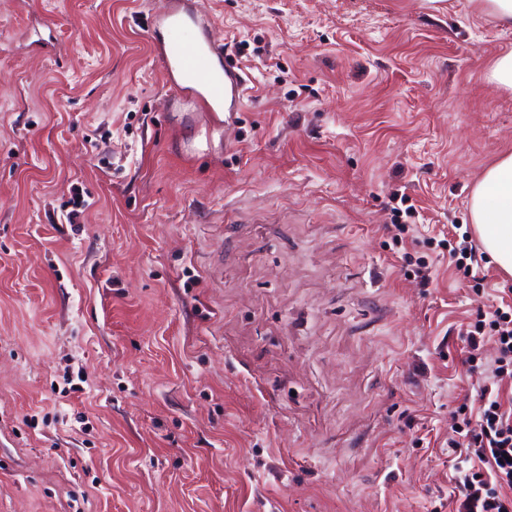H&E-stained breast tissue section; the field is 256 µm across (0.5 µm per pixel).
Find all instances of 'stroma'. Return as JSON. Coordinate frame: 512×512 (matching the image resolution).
Listing matches in <instances>:
<instances>
[{
	"mask_svg": "<svg viewBox=\"0 0 512 512\" xmlns=\"http://www.w3.org/2000/svg\"><path fill=\"white\" fill-rule=\"evenodd\" d=\"M168 0H0V512H455L492 297L437 246L512 152L470 0H184L245 78L169 108ZM200 153L188 159L187 144ZM393 226L397 229L398 234L393 237L394 244L401 245L405 249L407 241L410 240L411 245L416 246L419 243L418 237L416 236L417 229L414 224H405L400 218H402V210L397 207H392Z\"/></svg>",
	"mask_w": 512,
	"mask_h": 512,
	"instance_id": "obj_1",
	"label": "stroma"
}]
</instances>
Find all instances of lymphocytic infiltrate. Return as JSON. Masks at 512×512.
Returning <instances> with one entry per match:
<instances>
[{"label":"lymphocytic infiltrate","instance_id":"obj_1","mask_svg":"<svg viewBox=\"0 0 512 512\" xmlns=\"http://www.w3.org/2000/svg\"><path fill=\"white\" fill-rule=\"evenodd\" d=\"M494 340L497 354L476 389L479 406L466 413L450 447L463 450V466L453 478L459 501L457 512H512V405L502 398L512 382V305L502 302L477 308L466 329L470 369L482 360L486 340Z\"/></svg>","mask_w":512,"mask_h":512}]
</instances>
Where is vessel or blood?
<instances>
[{"label":"vessel or blood","mask_w":512,"mask_h":512,"mask_svg":"<svg viewBox=\"0 0 512 512\" xmlns=\"http://www.w3.org/2000/svg\"><path fill=\"white\" fill-rule=\"evenodd\" d=\"M192 20L201 32L200 42L188 50L182 41L173 37L157 44L156 53L171 88L170 104L205 113L208 121L217 126L222 119L213 108L214 102L227 95L243 100L244 80L232 66L215 68L214 59L221 56L222 47L212 39L211 27L203 23L200 15H193Z\"/></svg>","instance_id":"b4317fda"}]
</instances>
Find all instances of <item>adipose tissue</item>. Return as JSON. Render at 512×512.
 Instances as JSON below:
<instances>
[{
  "label": "adipose tissue",
  "instance_id": "1",
  "mask_svg": "<svg viewBox=\"0 0 512 512\" xmlns=\"http://www.w3.org/2000/svg\"><path fill=\"white\" fill-rule=\"evenodd\" d=\"M468 212L489 256L512 275V153L483 171L470 195Z\"/></svg>",
  "mask_w": 512,
  "mask_h": 512
}]
</instances>
